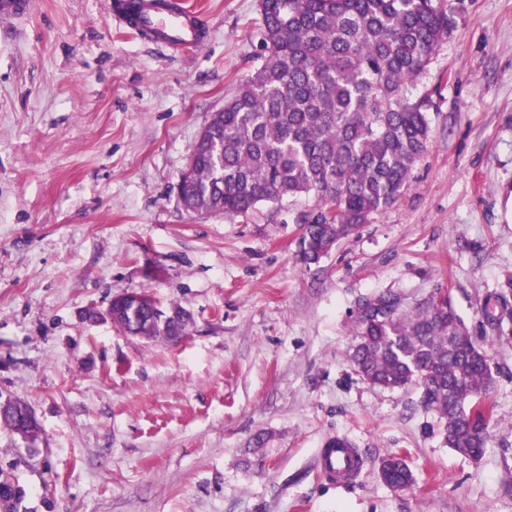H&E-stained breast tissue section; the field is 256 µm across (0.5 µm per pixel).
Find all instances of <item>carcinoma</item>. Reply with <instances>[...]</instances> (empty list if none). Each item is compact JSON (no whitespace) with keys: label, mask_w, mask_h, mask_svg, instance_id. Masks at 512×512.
I'll list each match as a JSON object with an SVG mask.
<instances>
[{"label":"carcinoma","mask_w":512,"mask_h":512,"mask_svg":"<svg viewBox=\"0 0 512 512\" xmlns=\"http://www.w3.org/2000/svg\"><path fill=\"white\" fill-rule=\"evenodd\" d=\"M267 55L191 148L178 183L182 206L197 214L244 216L264 204L308 196L297 218L301 260L316 264L407 190L430 144V99L413 89L454 23L440 0H259ZM112 298L115 326L147 339L182 335L187 321L162 322L145 289ZM484 311L483 327L512 322V283ZM352 360L367 382L413 385L421 405L443 420L445 443L483 457L495 425L474 398L493 376L485 344L470 334L453 297H429L406 311L385 293L358 304ZM386 484L407 489L405 460L390 455ZM3 512L21 489L8 477Z\"/></svg>","instance_id":"carcinoma-1"}]
</instances>
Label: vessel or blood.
Listing matches in <instances>:
<instances>
[{
    "label": "vessel or blood",
    "mask_w": 512,
    "mask_h": 512,
    "mask_svg": "<svg viewBox=\"0 0 512 512\" xmlns=\"http://www.w3.org/2000/svg\"><path fill=\"white\" fill-rule=\"evenodd\" d=\"M112 15L140 39L172 50L198 46L208 35L201 15L187 0H115ZM363 466L361 454L345 438L333 439L322 451V472L328 480L349 481Z\"/></svg>",
    "instance_id": "1"
}]
</instances>
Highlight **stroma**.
<instances>
[{"instance_id":"1","label":"stroma","mask_w":512,"mask_h":512,"mask_svg":"<svg viewBox=\"0 0 512 512\" xmlns=\"http://www.w3.org/2000/svg\"><path fill=\"white\" fill-rule=\"evenodd\" d=\"M191 2L210 36L184 53L133 38L110 0L0 21V400L41 428L30 444L0 426L18 512H512V324L489 338L498 425L478 461L416 387L351 361L364 298L411 310L444 289L477 335L512 282V0H451L408 190L312 266L311 199L232 219L179 204L200 130L265 54L258 0ZM133 288L188 312L185 335L114 327ZM336 436L367 460L347 485L318 465ZM390 454L411 488L381 479ZM380 464L390 465L386 481L388 486L394 489H407L412 486L414 479L411 470L405 460L398 455H390L381 460Z\"/></svg>"}]
</instances>
